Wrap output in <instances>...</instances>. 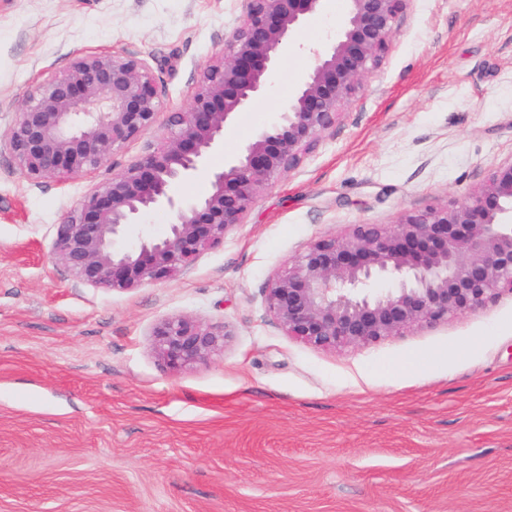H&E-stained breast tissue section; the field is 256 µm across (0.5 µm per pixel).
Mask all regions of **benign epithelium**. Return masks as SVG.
I'll return each mask as SVG.
<instances>
[{"mask_svg": "<svg viewBox=\"0 0 512 512\" xmlns=\"http://www.w3.org/2000/svg\"><path fill=\"white\" fill-rule=\"evenodd\" d=\"M326 0H247L222 57L204 67L187 111L167 135L90 193L57 225L54 254L78 282L126 291L172 278L220 243L273 178L300 167L339 109L377 64L407 0H348L333 41L274 119L224 166L211 156L224 131L263 93L282 49ZM164 105L138 59L111 52L75 57L34 87L8 130L12 155L33 183L100 167L147 134ZM208 174L211 189L185 200L176 185ZM171 216L161 237L118 242L146 214ZM512 294V163L493 170L465 201L407 211L396 224H357L310 244L270 280L266 306L289 336L336 350L379 342L485 307ZM225 327L187 316L162 321L155 354L174 372L224 351Z\"/></svg>", "mask_w": 512, "mask_h": 512, "instance_id": "1", "label": "benign epithelium"}]
</instances>
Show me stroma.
I'll list each match as a JSON object with an SVG mask.
<instances>
[{
    "instance_id": "obj_1",
    "label": "stroma",
    "mask_w": 512,
    "mask_h": 512,
    "mask_svg": "<svg viewBox=\"0 0 512 512\" xmlns=\"http://www.w3.org/2000/svg\"><path fill=\"white\" fill-rule=\"evenodd\" d=\"M246 0H0V512H512V295L342 350L287 335L272 276L357 224L463 201L512 161V0H408L378 65L301 166L170 280L112 291L53 258L57 224L166 136ZM346 16L297 29L220 167L272 121ZM139 59L164 92L144 137L33 184L6 141L34 84L81 53ZM223 325L172 372L155 327Z\"/></svg>"
}]
</instances>
